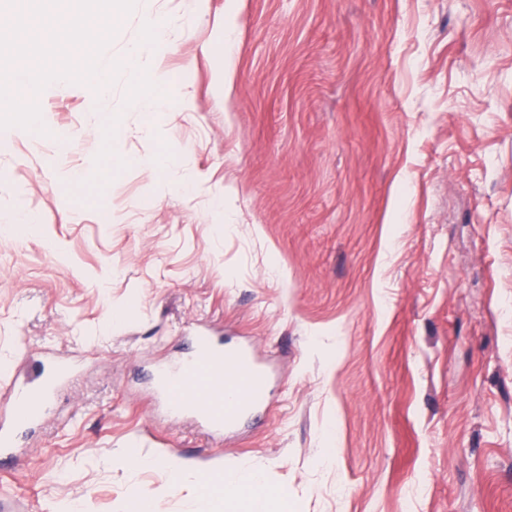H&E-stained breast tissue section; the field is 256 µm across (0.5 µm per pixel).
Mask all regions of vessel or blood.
Wrapping results in <instances>:
<instances>
[{
	"instance_id": "vessel-or-blood-1",
	"label": "vessel or blood",
	"mask_w": 512,
	"mask_h": 512,
	"mask_svg": "<svg viewBox=\"0 0 512 512\" xmlns=\"http://www.w3.org/2000/svg\"><path fill=\"white\" fill-rule=\"evenodd\" d=\"M68 376L69 366L60 360L40 386L14 377L0 382V456L11 448L13 430L42 419ZM154 386L168 412L194 416L206 434L219 438L235 431L269 398L263 364L246 348L223 346L204 330L195 331L187 356L155 375Z\"/></svg>"
}]
</instances>
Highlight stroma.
Wrapping results in <instances>:
<instances>
[{
	"label": "stroma",
	"mask_w": 512,
	"mask_h": 512,
	"mask_svg": "<svg viewBox=\"0 0 512 512\" xmlns=\"http://www.w3.org/2000/svg\"><path fill=\"white\" fill-rule=\"evenodd\" d=\"M148 16L189 111L56 81L48 135L0 131V215L36 224L0 232V377L75 374L0 512H229L241 466L272 512H512V0H138L112 54ZM197 327L269 374L221 439L155 394Z\"/></svg>",
	"instance_id": "1"
}]
</instances>
